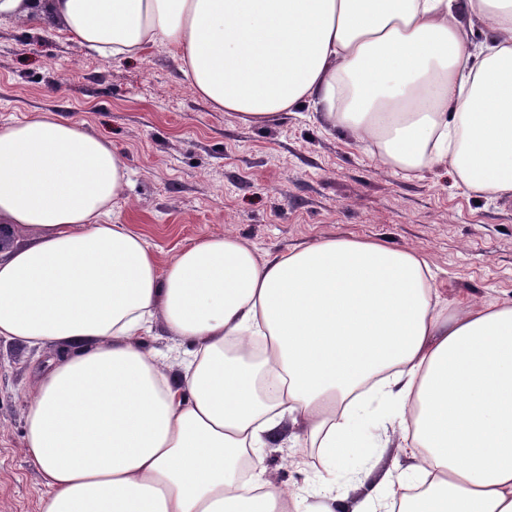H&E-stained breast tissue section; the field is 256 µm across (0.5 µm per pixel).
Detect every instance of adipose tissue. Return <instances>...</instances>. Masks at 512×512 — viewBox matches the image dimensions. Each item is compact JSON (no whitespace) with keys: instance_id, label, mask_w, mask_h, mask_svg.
<instances>
[{"instance_id":"obj_1","label":"adipose tissue","mask_w":512,"mask_h":512,"mask_svg":"<svg viewBox=\"0 0 512 512\" xmlns=\"http://www.w3.org/2000/svg\"><path fill=\"white\" fill-rule=\"evenodd\" d=\"M2 18L115 58L174 49L243 123L311 104L381 167L512 197V0H0ZM128 184L78 124L0 125V236L28 237L0 250V339L61 350L25 420L40 512H303L240 459L363 447L370 394L412 463L322 473L317 512H512V302L448 309L422 252L372 239L263 257L218 235L162 265L116 215ZM160 325L175 357L140 344Z\"/></svg>"}]
</instances>
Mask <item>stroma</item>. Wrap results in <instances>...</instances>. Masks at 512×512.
Returning a JSON list of instances; mask_svg holds the SVG:
<instances>
[{
	"mask_svg": "<svg viewBox=\"0 0 512 512\" xmlns=\"http://www.w3.org/2000/svg\"><path fill=\"white\" fill-rule=\"evenodd\" d=\"M48 112L111 140L130 169L118 204L160 263L198 240L229 234L260 255L331 237L421 250L452 303L512 301V200L453 185L441 170L408 176L379 166L302 105L266 126L214 111L194 93L170 48L118 60L61 27L0 20V124ZM57 347L0 340V512H39L45 491L25 454L33 369ZM387 448H348L330 463L315 448L268 446L266 478L302 491L312 512L316 475L347 483L359 464L386 467Z\"/></svg>",
	"mask_w": 512,
	"mask_h": 512,
	"instance_id": "35a3bbf8",
	"label": "stroma"
}]
</instances>
